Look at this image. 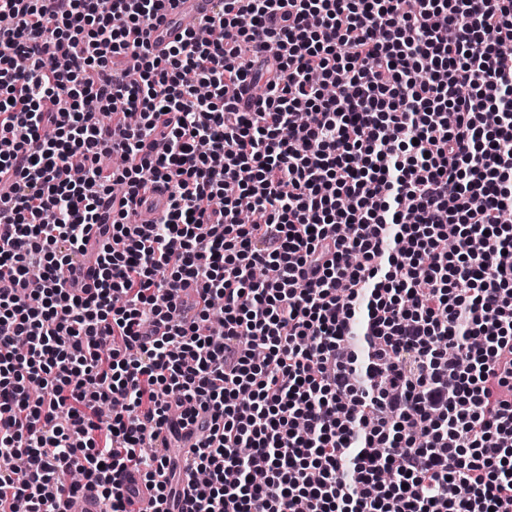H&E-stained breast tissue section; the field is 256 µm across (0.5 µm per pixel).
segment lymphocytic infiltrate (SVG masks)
<instances>
[{
    "label": "lymphocytic infiltrate",
    "instance_id": "lymphocytic-infiltrate-1",
    "mask_svg": "<svg viewBox=\"0 0 512 512\" xmlns=\"http://www.w3.org/2000/svg\"><path fill=\"white\" fill-rule=\"evenodd\" d=\"M174 2L0 0V512H512V0ZM215 7V0H177L172 14L155 23L152 32L155 50L165 51L182 36L189 21L199 23L212 15ZM136 488V492L131 494L130 490ZM124 496L128 499L126 502L127 512H153L155 510V494L142 481L140 473L126 472L124 476ZM63 512H102L105 506L102 500L91 492L84 491L73 498H65Z\"/></svg>",
    "mask_w": 512,
    "mask_h": 512
}]
</instances>
